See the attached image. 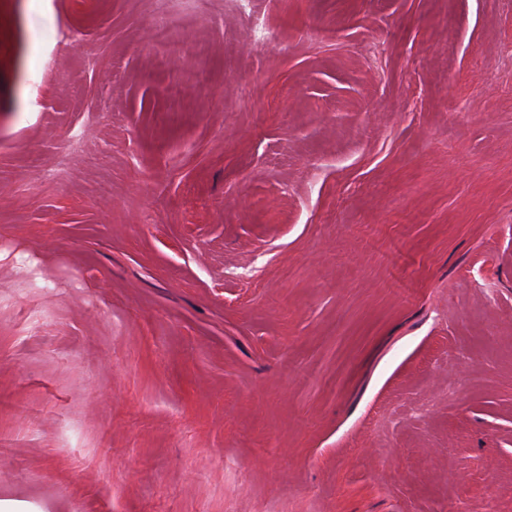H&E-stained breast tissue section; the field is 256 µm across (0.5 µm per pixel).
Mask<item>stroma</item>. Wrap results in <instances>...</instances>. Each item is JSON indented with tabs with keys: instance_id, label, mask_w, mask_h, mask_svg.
<instances>
[{
	"instance_id": "obj_1",
	"label": "stroma",
	"mask_w": 512,
	"mask_h": 512,
	"mask_svg": "<svg viewBox=\"0 0 512 512\" xmlns=\"http://www.w3.org/2000/svg\"><path fill=\"white\" fill-rule=\"evenodd\" d=\"M0 500L512 512V0H0Z\"/></svg>"
}]
</instances>
